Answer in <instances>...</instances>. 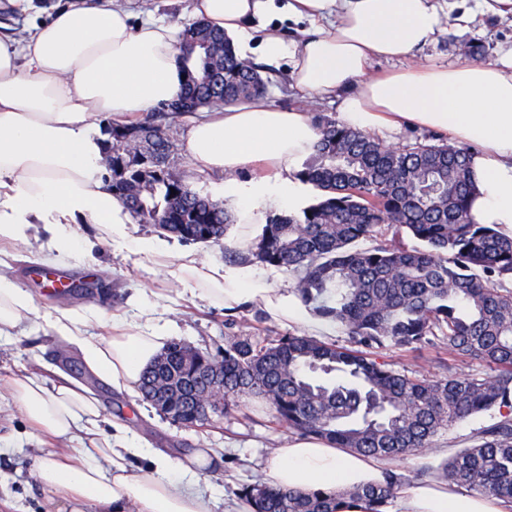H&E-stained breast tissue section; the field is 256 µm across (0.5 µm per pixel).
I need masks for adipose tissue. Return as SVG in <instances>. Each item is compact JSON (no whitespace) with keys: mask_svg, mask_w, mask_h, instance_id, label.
<instances>
[{"mask_svg":"<svg viewBox=\"0 0 512 512\" xmlns=\"http://www.w3.org/2000/svg\"><path fill=\"white\" fill-rule=\"evenodd\" d=\"M307 19L301 42L278 33L280 11ZM462 0H195L198 19L223 29L239 58L270 64L289 61V77L302 91L340 98L345 124L363 130L398 119L450 134L470 146L475 187L470 216L500 225L512 235V48L497 61L460 65L421 64L371 77L372 58L406 59L432 43L448 22L468 23ZM173 25L133 23L119 0H61L48 22L19 39L0 35V242L23 244L33 225L48 237L34 256L49 268L69 261L78 247L71 227L99 225L113 243L167 269L191 294L233 314L257 307L278 322L302 323L311 336L328 334L335 322L307 311L290 286L271 274L207 262L195 251L172 255L161 237L131 236L129 211L101 175L102 120L122 123L180 91L185 72ZM317 139L307 107L279 108L266 98L225 104L191 119L184 150L196 172L220 175L234 197L240 223L253 219V200L266 180L241 195L245 174L260 169L293 186L294 165ZM32 295L0 274V338L15 334L36 312ZM46 323L76 346L89 370L113 387L137 391L143 370L175 336L153 319L122 322L118 335L90 334L91 316L56 306ZM13 405L38 429L55 437L79 434L78 457L50 451L37 465L42 490L69 512H211L198 487V472L185 463L138 447L125 436H105L100 411L88 389L68 379L47 384L29 371L10 385ZM147 459L145 473H130V460ZM386 460L316 438L293 437L268 455V484L337 497V512H369L346 489L383 483ZM381 512H512V503L465 494L431 482L402 486Z\"/></svg>","mask_w":512,"mask_h":512,"instance_id":"obj_1","label":"adipose tissue"}]
</instances>
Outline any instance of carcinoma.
Wrapping results in <instances>:
<instances>
[{
	"label": "carcinoma",
	"instance_id": "cac0c4a2",
	"mask_svg": "<svg viewBox=\"0 0 512 512\" xmlns=\"http://www.w3.org/2000/svg\"><path fill=\"white\" fill-rule=\"evenodd\" d=\"M185 82L182 112L268 93L262 68L237 57L224 34L195 21L180 42ZM295 178L320 191L298 212L268 218L243 254L224 257L285 268L294 274L302 305L330 319L349 344L290 334L262 345L237 336L217 358L224 362V408L242 397L269 402L276 419L304 437L338 448L399 460L426 450L434 438L470 418L495 422L472 433L439 472L448 484L512 500V237L469 216L473 185L470 149L447 144L394 147L368 132L325 118ZM175 143L153 122L112 127V193L133 218L184 240L222 243L234 218L201 194L169 162ZM390 226L391 242L379 239ZM370 242L362 247L360 243ZM435 344L453 363L436 380L400 371L391 347ZM170 365L200 390L195 360L175 343ZM481 366L459 372L455 362ZM158 373L151 366L139 390L150 401ZM403 477L354 487L370 512L390 504ZM255 512H336L321 494L246 486Z\"/></svg>",
	"mask_w": 512,
	"mask_h": 512
}]
</instances>
